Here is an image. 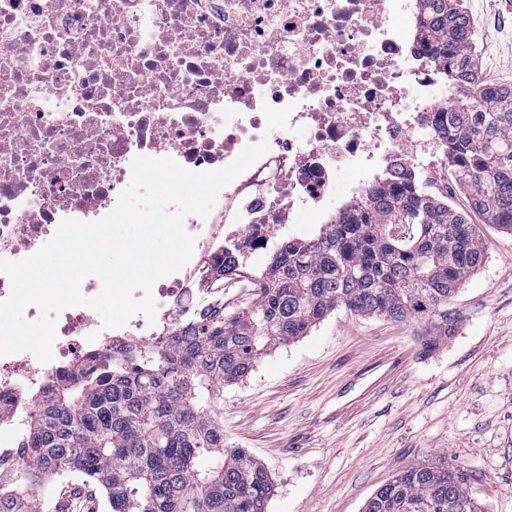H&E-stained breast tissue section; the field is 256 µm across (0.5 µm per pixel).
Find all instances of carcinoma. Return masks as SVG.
<instances>
[{
	"label": "carcinoma",
	"mask_w": 512,
	"mask_h": 512,
	"mask_svg": "<svg viewBox=\"0 0 512 512\" xmlns=\"http://www.w3.org/2000/svg\"><path fill=\"white\" fill-rule=\"evenodd\" d=\"M421 50L454 82L437 115L457 210L405 178L377 185L315 239L273 248L249 305L214 312L150 346L127 343L62 369L23 423L28 470L0 479V512H40L26 486L58 471L100 482L110 512H267L264 464L224 444L221 388L343 307L426 328L424 351L459 323L451 298L485 262L472 215L512 232V87L484 83L462 0H417ZM409 224L407 239L390 235ZM364 512H478L468 474L443 460L395 474Z\"/></svg>",
	"instance_id": "1"
}]
</instances>
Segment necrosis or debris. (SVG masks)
<instances>
[{
  "mask_svg": "<svg viewBox=\"0 0 512 512\" xmlns=\"http://www.w3.org/2000/svg\"><path fill=\"white\" fill-rule=\"evenodd\" d=\"M415 20L414 0H0V258L35 254L64 219L109 214L135 157L205 172L269 143L207 217H185L193 254L154 284V320L106 328L89 307L62 310L50 362L0 356V394L212 313L215 263L233 266L228 287L252 288L271 241L335 223L373 185L445 182L433 121L446 77L408 36ZM267 106L291 107L288 128L268 130ZM10 415L7 472L30 457L23 414Z\"/></svg>",
  "mask_w": 512,
  "mask_h": 512,
  "instance_id": "obj_1",
  "label": "necrosis or debris"
}]
</instances>
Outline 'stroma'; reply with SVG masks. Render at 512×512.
Instances as JSON below:
<instances>
[{
	"label": "stroma",
	"mask_w": 512,
	"mask_h": 512,
	"mask_svg": "<svg viewBox=\"0 0 512 512\" xmlns=\"http://www.w3.org/2000/svg\"><path fill=\"white\" fill-rule=\"evenodd\" d=\"M483 79L512 87V0H463ZM454 297L458 329L338 309L223 387L224 442L274 485L268 512H363L394 474L451 459L486 512H512V233Z\"/></svg>",
	"instance_id": "stroma-1"
}]
</instances>
